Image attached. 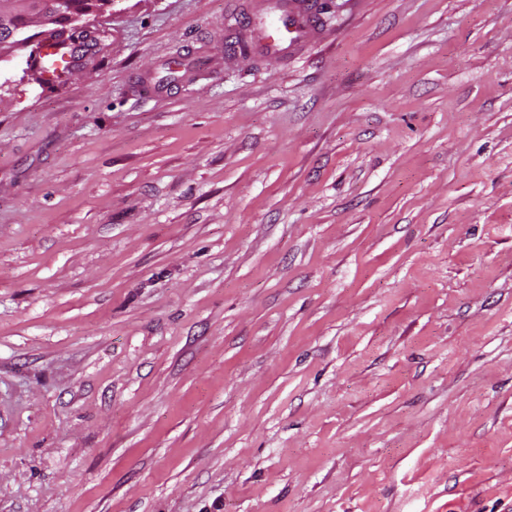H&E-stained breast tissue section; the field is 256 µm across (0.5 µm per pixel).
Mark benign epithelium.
Listing matches in <instances>:
<instances>
[{
  "instance_id": "1",
  "label": "benign epithelium",
  "mask_w": 512,
  "mask_h": 512,
  "mask_svg": "<svg viewBox=\"0 0 512 512\" xmlns=\"http://www.w3.org/2000/svg\"><path fill=\"white\" fill-rule=\"evenodd\" d=\"M26 18V27L48 34L59 22V15L48 0H0V56L22 51L33 43L27 31L16 25L18 16Z\"/></svg>"
}]
</instances>
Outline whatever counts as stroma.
Returning a JSON list of instances; mask_svg holds the SVG:
<instances>
[{
  "label": "stroma",
  "mask_w": 512,
  "mask_h": 512,
  "mask_svg": "<svg viewBox=\"0 0 512 512\" xmlns=\"http://www.w3.org/2000/svg\"><path fill=\"white\" fill-rule=\"evenodd\" d=\"M329 7L0 60V512H512V0ZM310 0H257L276 13L268 27L256 30L255 46L272 52L294 54L306 39L315 21L316 6Z\"/></svg>",
  "instance_id": "stroma-1"
}]
</instances>
